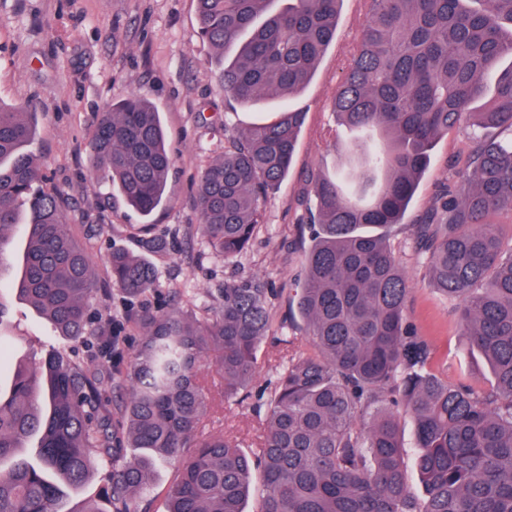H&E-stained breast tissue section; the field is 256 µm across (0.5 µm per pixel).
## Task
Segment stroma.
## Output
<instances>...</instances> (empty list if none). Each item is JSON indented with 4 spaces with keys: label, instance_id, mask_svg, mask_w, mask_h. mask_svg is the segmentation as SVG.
I'll use <instances>...</instances> for the list:
<instances>
[{
    "label": "stroma",
    "instance_id": "1",
    "mask_svg": "<svg viewBox=\"0 0 512 512\" xmlns=\"http://www.w3.org/2000/svg\"><path fill=\"white\" fill-rule=\"evenodd\" d=\"M365 0H343L336 38L320 58L315 75L298 95L242 107L229 101L214 49L198 35L196 0H0V101L34 104L40 114L36 154L51 185L65 197V216L92 258L98 304L111 307L124 329L113 340L112 359L95 348L60 336L53 325L19 300L11 283L18 265L0 269V300L9 308L0 348V380L9 381L16 362L67 350L77 361L122 375L142 336L128 316L130 306L109 275L116 250L130 252L158 273L156 294L167 306L244 279L266 283L271 328L257 352V369L246 395L226 403L205 421L208 431L236 437L244 450L259 448L264 407L277 375L289 359L315 347L290 307L303 273L300 245L310 220L306 205L312 173L335 172L340 159L328 137L331 111L365 23ZM148 98L162 116L173 152L167 202L142 219L121 200H104L91 168L89 141L98 113L130 95ZM291 108L305 112L293 163L281 187L268 198L261 224L245 250L231 258L215 254L199 229L194 184L200 170L224 151V126L246 127L261 114ZM466 128L449 130L434 149L403 223L388 241L413 287L407 314L432 349L431 365L449 383L489 385L483 358L469 351L454 307L436 297L412 238V226L437 199L456 187L466 157ZM178 463L156 465L149 489L137 495L138 512H167L168 489Z\"/></svg>",
    "mask_w": 512,
    "mask_h": 512
}]
</instances>
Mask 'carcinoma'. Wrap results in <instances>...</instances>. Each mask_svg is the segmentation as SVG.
<instances>
[{"label":"carcinoma","instance_id":"obj_1","mask_svg":"<svg viewBox=\"0 0 512 512\" xmlns=\"http://www.w3.org/2000/svg\"><path fill=\"white\" fill-rule=\"evenodd\" d=\"M198 34L218 54L225 92L239 105L289 98L312 79L336 36L342 0H196ZM355 169L312 179L309 240L297 306L319 354L282 367L258 455L205 433V417L234 400L256 370L270 329L268 289L256 280L218 289L200 319L141 307L132 384L112 433L110 373L57 351L15 367L0 388V512H62V498L109 471L106 512H134L154 465L177 458L168 512H245L251 470L262 474L259 512H512V0H368L361 37L332 104ZM36 108L0 103V267L20 215L27 247L19 298L65 336L112 357V314L92 315L88 247L77 243L62 194L30 146ZM305 113L280 112L224 129L227 146L201 171L195 207L208 245L229 258L248 245L270 192L292 164ZM472 127L460 188L413 225L425 276L460 304L471 351L493 380L478 389L429 369L431 350L411 328L412 282L387 243L403 223L434 144ZM497 130L504 137L487 135ZM90 158L109 198L141 217L166 200L172 155L161 117L132 95L97 119ZM110 278L131 306L154 268L112 252ZM217 350L224 393L198 368ZM414 421L424 497L410 494L395 407Z\"/></svg>","mask_w":512,"mask_h":512}]
</instances>
